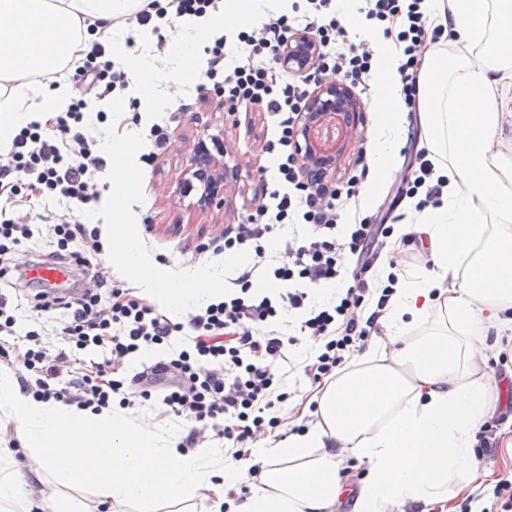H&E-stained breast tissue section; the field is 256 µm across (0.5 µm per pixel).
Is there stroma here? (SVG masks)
Segmentation results:
<instances>
[{"label": "stroma", "mask_w": 512, "mask_h": 512, "mask_svg": "<svg viewBox=\"0 0 512 512\" xmlns=\"http://www.w3.org/2000/svg\"><path fill=\"white\" fill-rule=\"evenodd\" d=\"M166 90L173 102L155 124L140 122L138 101L132 98L124 111L108 112L106 120L94 124L89 133L102 144L116 142L139 155L128 186L139 241L168 275L176 276L189 268L223 263V253L200 251V244L221 238L225 229L261 203L264 183L275 178L274 163L263 149L264 132L272 128L274 119L253 107L227 111L218 86L200 73L186 77L182 85L168 84ZM155 125L163 142H156L150 133ZM203 136L231 147L240 168L233 197L223 207L200 211L180 198L194 145ZM287 355L290 371L284 382L291 397L275 410L281 420L275 430L279 436L315 421L313 404L322 392L305 373L310 357L299 356L293 344ZM482 367L492 382L493 412L478 436L495 440L496 445L484 449L485 461L454 499L453 512H481L494 487L501 480L512 481V352L493 348Z\"/></svg>", "instance_id": "stroma-1"}]
</instances>
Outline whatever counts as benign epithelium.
I'll return each instance as SVG.
<instances>
[{"label":"benign epithelium","instance_id":"1","mask_svg":"<svg viewBox=\"0 0 512 512\" xmlns=\"http://www.w3.org/2000/svg\"><path fill=\"white\" fill-rule=\"evenodd\" d=\"M317 57L315 38L299 32L285 40L278 63L290 74L303 75L314 68ZM358 112L353 91L339 80L324 79L312 90L301 115L305 134L299 148L306 173L316 174L322 183L336 179V158L357 132ZM238 171L231 149L219 142L213 151L202 137L195 146L189 177L184 180L183 196H189L198 186L201 193L189 206L204 211L221 204L234 195Z\"/></svg>","mask_w":512,"mask_h":512}]
</instances>
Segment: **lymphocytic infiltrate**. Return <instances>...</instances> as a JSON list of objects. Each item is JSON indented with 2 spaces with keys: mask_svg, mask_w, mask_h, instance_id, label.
Returning a JSON list of instances; mask_svg holds the SVG:
<instances>
[{
  "mask_svg": "<svg viewBox=\"0 0 512 512\" xmlns=\"http://www.w3.org/2000/svg\"><path fill=\"white\" fill-rule=\"evenodd\" d=\"M370 28L382 29L404 58L400 83L408 107H416L419 74L431 45L440 41L442 26L431 19L427 0H363ZM216 0H149L135 16L137 24L161 23L168 11L190 17L213 12ZM310 32L319 45L317 66L291 78L276 62L277 50L293 31ZM239 49L219 38L210 50L206 76L223 82L228 111L257 106L278 118L277 129L265 141L276 160V183L268 198L239 224L224 233L227 251L249 250L253 269L283 282L277 293L252 287V271H244L221 299L192 313L187 323L172 322L154 305L129 297L121 286L96 275L67 295L33 283L22 266L1 267L0 278H11L37 311L52 317L63 345L50 351L41 330L25 335L16 358L20 381L35 397L65 401L101 410L121 397L124 406L160 392L166 415L191 422L187 445L217 437L228 443L231 458H240L256 435L274 429L271 411L289 398L281 363L289 343L274 326L290 313L300 315V330L315 348V379L335 377L363 346L388 308L397 276L378 281L377 261L392 232L391 213L407 199L417 209L438 203L441 182L427 150L409 159L404 188L392 199L389 214L350 217L349 206L368 179L370 163L360 155L353 172L326 189L307 179L299 159L296 133L299 114L311 84L330 77L366 92L374 77L375 46L353 40L342 26L332 0H296L289 12L269 18L257 31L239 33ZM83 98L50 122L34 121L16 134L7 162L0 164V189L25 181L31 202L47 199L80 207L97 200L95 172L104 160L96 141L84 133L89 98H102L125 87L127 76L101 44H94L81 70ZM285 224L304 226L303 235L289 240L281 257L269 256V244ZM56 241V263L87 266L100 253L98 228L70 220L42 227L13 216L0 219V255L21 246L43 231ZM339 285L335 298L318 300L314 291ZM190 330L193 345L175 358L160 361L134 375L130 382L115 379L114 371L137 353L167 344L173 333ZM96 350L101 360L86 362L82 354ZM164 389H156L159 380Z\"/></svg>",
  "mask_w": 512,
  "mask_h": 512,
  "instance_id": "obj_1",
  "label": "lymphocytic infiltrate"
}]
</instances>
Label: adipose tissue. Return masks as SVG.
Returning a JSON list of instances; mask_svg holds the SVG:
<instances>
[{
    "label": "adipose tissue",
    "mask_w": 512,
    "mask_h": 512,
    "mask_svg": "<svg viewBox=\"0 0 512 512\" xmlns=\"http://www.w3.org/2000/svg\"><path fill=\"white\" fill-rule=\"evenodd\" d=\"M144 0H0V153L29 121L66 111L72 101L65 66L90 42L120 44L123 20ZM288 0H224L222 12L181 16L169 25L167 55L180 75L198 72L217 30L233 33ZM430 10L457 46L433 51L419 78L418 108L430 150L448 181L441 202L423 210L413 233L427 239L431 271L399 274L385 318V339L360 355L318 399L317 420L268 445L255 441L258 466L249 495L229 499L242 476L219 449L179 448L176 436L144 426L136 409L100 411L25 392L15 369L0 363V416L15 421L34 459L22 471L0 457V512H194L230 503L232 512H334L349 462L365 469L352 512H404L452 502L476 467L477 433L490 416V381L480 364L491 339L512 331V0H431ZM378 124L371 152L382 177L394 173L404 122L398 69L404 57L374 32ZM143 51L123 59L141 120L167 99L148 93L161 72L144 30ZM110 219L112 263L135 277L150 301L170 312L224 294V273L245 265L229 255L220 268L165 274L140 246L122 189L101 200ZM68 488L90 487L96 504L46 496L45 473Z\"/></svg>",
    "instance_id": "obj_1"
}]
</instances>
